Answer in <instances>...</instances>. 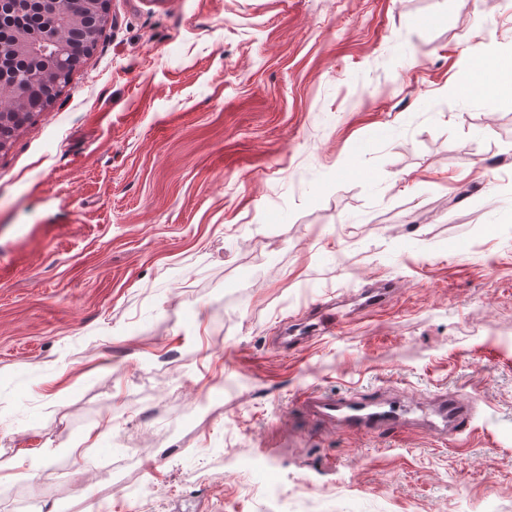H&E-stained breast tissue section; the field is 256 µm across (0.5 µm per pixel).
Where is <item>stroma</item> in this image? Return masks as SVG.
I'll return each instance as SVG.
<instances>
[{
    "label": "stroma",
    "mask_w": 512,
    "mask_h": 512,
    "mask_svg": "<svg viewBox=\"0 0 512 512\" xmlns=\"http://www.w3.org/2000/svg\"><path fill=\"white\" fill-rule=\"evenodd\" d=\"M497 88L470 96L477 55ZM383 309L288 352L323 300ZM452 392L457 442L295 396ZM150 512H512V0H109L0 151V486ZM391 288L392 284L390 282H384L362 290L361 295L365 299L362 305L368 308H381L385 306L392 293ZM140 459V449L128 447L123 458L116 462L114 459H93L86 464L90 472L103 478H110L115 483L128 485L136 477L137 463Z\"/></svg>",
    "instance_id": "obj_1"
}]
</instances>
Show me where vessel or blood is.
<instances>
[{"instance_id": "obj_1", "label": "vessel or blood", "mask_w": 512, "mask_h": 512, "mask_svg": "<svg viewBox=\"0 0 512 512\" xmlns=\"http://www.w3.org/2000/svg\"><path fill=\"white\" fill-rule=\"evenodd\" d=\"M347 324L346 318L327 309L321 312L316 328L321 334L335 336ZM297 403L327 424L365 433L400 431L412 423L417 411L422 410L426 413L428 431L442 439L457 437L475 413L474 405L463 403L451 393L435 394L430 404L426 405L393 395L373 396L352 392L336 398L307 389L298 393Z\"/></svg>"}]
</instances>
